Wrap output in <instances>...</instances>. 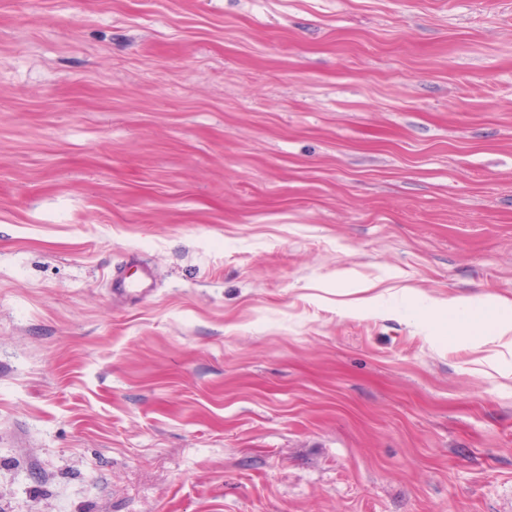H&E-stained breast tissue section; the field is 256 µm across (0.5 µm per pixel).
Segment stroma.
Returning a JSON list of instances; mask_svg holds the SVG:
<instances>
[{
    "instance_id": "stroma-1",
    "label": "stroma",
    "mask_w": 512,
    "mask_h": 512,
    "mask_svg": "<svg viewBox=\"0 0 512 512\" xmlns=\"http://www.w3.org/2000/svg\"><path fill=\"white\" fill-rule=\"evenodd\" d=\"M488 295L512 0H0V512H512ZM431 311L448 314L449 336H472L483 330L504 335L512 330L511 319L500 316V303L494 298H487L476 306L448 300L445 305H434Z\"/></svg>"
}]
</instances>
